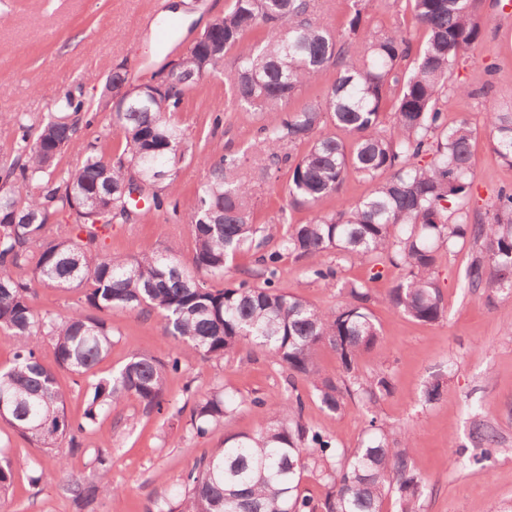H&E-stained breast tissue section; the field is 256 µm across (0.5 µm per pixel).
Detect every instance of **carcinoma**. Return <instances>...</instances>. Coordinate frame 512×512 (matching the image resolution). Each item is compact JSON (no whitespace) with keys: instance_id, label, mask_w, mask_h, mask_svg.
<instances>
[{"instance_id":"obj_1","label":"carcinoma","mask_w":512,"mask_h":512,"mask_svg":"<svg viewBox=\"0 0 512 512\" xmlns=\"http://www.w3.org/2000/svg\"><path fill=\"white\" fill-rule=\"evenodd\" d=\"M480 3L408 0L414 24L425 34L416 46L412 32L396 22L367 25L362 0H351L340 30L314 17L311 0H232L209 24L206 38L172 63L175 79L146 86L128 99L124 111L113 113L124 143L115 158L100 153L94 142L80 141L81 126L94 119L90 102L66 96L35 133L18 115H1V122L17 125L19 141L16 156L0 166V332L18 346L12 366L0 371V419L51 454L66 437L71 447H79L77 437L93 430L121 399L134 397L146 411H161L165 375L178 370L179 357L162 362L133 354L118 370L88 382L83 416L74 421L56 373L42 363L35 342L50 337L56 366L87 376L112 349L107 316L148 308L160 317L164 335L204 359H222L251 344L288 370L277 407H267L261 397L250 400L268 414L265 428L224 439L187 473L182 497L156 512H383L388 497L395 498L397 512H420L427 484L412 463L410 436L395 434L373 415L358 448L333 447L304 422L297 378L306 379L331 413L352 400L369 412L393 390L387 371L365 376L358 370L360 356L381 340L368 307L369 288L342 280L340 268L325 263L326 256L400 269L385 302L427 324L447 316L436 275L442 248L472 244L469 287L487 302L499 292L512 293V188L498 192L490 219L472 220L473 128L466 119L450 128L444 119L454 98L473 95L449 80L462 54L482 39ZM258 27L264 42H245V33ZM231 51V104L266 115L250 146L262 161L260 172L270 177L288 166V206L313 210L311 218L289 228L278 249L263 251L267 238L253 224L245 155L203 157L208 176L188 205L190 264L155 252L104 254L103 232L140 216L130 197L133 189L154 209L166 206L180 216L181 202L171 189L186 159L188 136L173 116ZM329 71L334 77L321 98L288 110L303 86ZM127 85V73L114 69L102 90L119 95ZM389 96L394 104L387 113ZM484 123L493 150L512 165V112L490 101ZM285 144H306L308 151L296 159L281 152ZM70 151L79 155L77 163L57 171L59 158ZM351 176L374 181V189L361 200L339 201L332 213L316 210L322 199L339 196ZM30 182L36 191L23 196L16 190ZM61 215L66 222L56 224L54 236H45ZM243 250L260 253L263 282L212 285ZM285 254L307 260L315 280L339 288L340 305L323 311L273 287L276 264ZM28 268L46 287L83 291L97 314L39 313L31 305L29 284L15 277ZM322 348L336 355L338 374L327 376L316 366ZM238 406L222 391L206 394L193 410L196 435H206ZM472 438L479 449L476 461L503 452L487 424L475 425ZM304 470L324 487L322 498L300 489ZM13 476L11 459L0 451V501ZM71 492L88 507L120 488L104 471L98 484L74 483Z\"/></svg>"}]
</instances>
